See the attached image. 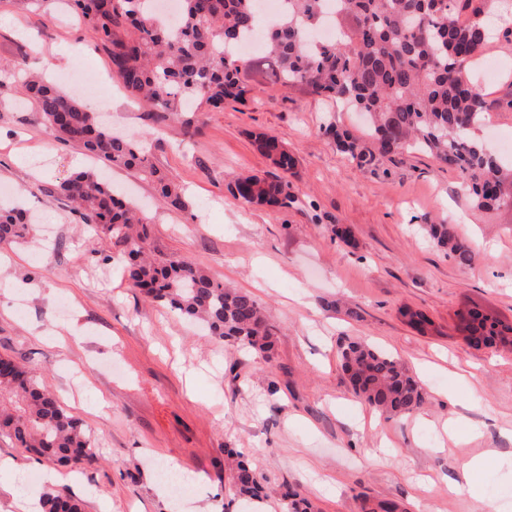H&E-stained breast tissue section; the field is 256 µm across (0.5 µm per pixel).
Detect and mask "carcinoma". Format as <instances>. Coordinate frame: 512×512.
Instances as JSON below:
<instances>
[{
	"instance_id": "cac0c4a2",
	"label": "carcinoma",
	"mask_w": 512,
	"mask_h": 512,
	"mask_svg": "<svg viewBox=\"0 0 512 512\" xmlns=\"http://www.w3.org/2000/svg\"><path fill=\"white\" fill-rule=\"evenodd\" d=\"M69 2L98 36L124 89L154 106L157 122L178 124L185 137L200 132L197 111L221 110L224 101L243 103L257 92L242 72L267 61L276 82L302 85L370 116L362 136L328 126L338 150L358 168L368 169L398 150L426 153L459 173L474 207L512 206V166L501 165L473 135L490 105L469 77L496 30L493 18L504 0H284L281 16L264 30L262 58L241 54L259 23V0H182L175 25L157 19L154 0ZM326 20L340 30L339 41L308 44L310 31ZM21 89L58 141L83 148L109 167L137 169L169 207L188 209L175 175L151 161L143 136L118 135L101 126L78 98L44 77L24 78ZM257 143L282 172L294 167L293 156L274 139ZM56 191L81 223L124 246L122 270L130 287L204 324L211 335L270 357L274 326L267 311L251 294L216 282L193 261L148 259L145 236L132 233L133 225L148 219L138 216L111 182L81 172ZM230 192L249 204L285 207L293 200L284 177L242 176ZM422 228L459 265H472L474 250L458 225ZM32 232L33 220L21 206L0 205L1 247ZM459 322L468 346L512 350V325L477 307L460 313ZM337 355L353 392L369 407L404 416L425 403L421 386L391 353L363 338L343 336ZM0 438L22 454L78 469L99 461L82 422L42 388L32 371L6 358H0ZM230 484L243 498L262 499L264 487L245 461L237 463ZM281 497L287 512H314L312 502L292 486ZM40 512H83V504L48 485ZM361 512L403 508L392 499L365 498Z\"/></svg>"
}]
</instances>
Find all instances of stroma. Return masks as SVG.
<instances>
[{
	"label": "stroma",
	"mask_w": 512,
	"mask_h": 512,
	"mask_svg": "<svg viewBox=\"0 0 512 512\" xmlns=\"http://www.w3.org/2000/svg\"><path fill=\"white\" fill-rule=\"evenodd\" d=\"M499 76L485 84L504 159L512 137V44L489 41ZM0 200L37 217L28 241L0 247V357L33 369L42 386L90 430L99 464L58 487L99 512H254L229 484L236 451L264 477L270 512L295 484L317 512H361L362 498L401 500L406 512H512V354L470 348L458 315L479 305L512 322V208L471 207L460 176L424 153L384 157L367 170L337 152L328 124L361 133L360 113L335 100L248 73L258 84L246 104L202 113L201 132L183 138L158 126L152 109L115 87L105 111L115 129L146 137L151 159L183 186L188 210L167 207L136 170L106 168L57 141L17 79L31 70L68 87L85 69L111 78L91 29L65 0L22 6L0 0ZM275 137L293 154L292 206L249 205L228 185L235 175L279 171L256 146ZM101 173L145 209L146 247L159 259L184 257L211 277L250 293L274 325L272 361L225 344L149 301L122 279V248L87 230L54 188L76 171ZM464 223L476 250L463 268L423 235L424 221ZM350 227L348 245L335 225ZM356 309L351 318L332 302ZM425 312L427 333L404 309ZM368 339L400 359L427 400L406 416L373 414L354 397L337 360L338 337ZM278 393H270V383ZM465 420L470 436L445 441L443 424ZM491 472L477 491L448 485L477 457ZM196 475L197 494L175 497L160 478Z\"/></svg>",
	"instance_id": "stroma-1"
}]
</instances>
